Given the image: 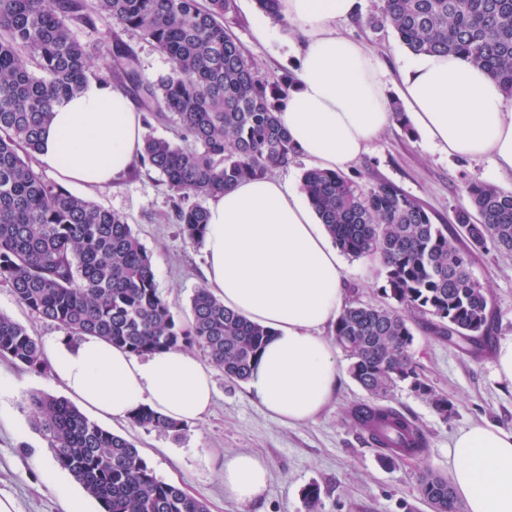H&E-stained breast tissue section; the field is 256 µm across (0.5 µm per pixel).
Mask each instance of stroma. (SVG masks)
Wrapping results in <instances>:
<instances>
[{
    "instance_id": "stroma-1",
    "label": "stroma",
    "mask_w": 512,
    "mask_h": 512,
    "mask_svg": "<svg viewBox=\"0 0 512 512\" xmlns=\"http://www.w3.org/2000/svg\"><path fill=\"white\" fill-rule=\"evenodd\" d=\"M382 5L383 0H360L357 13L338 22L337 27L374 52L384 93L391 99L397 95L400 71L410 53L391 27L367 25V18L379 13ZM261 18L255 0H235V9L224 24L263 74L295 72L300 64L296 44L285 40L281 23L272 20L267 22L269 38L258 40L252 23ZM74 34L95 55L103 46L122 42L137 55L148 77L169 70L165 54L151 42L120 28L79 26ZM348 176L364 189L382 180L396 184L418 199L438 224L453 223L456 210L467 206L465 186L471 178L512 191V176L498 175L491 158L467 160L446 155L396 124L353 163ZM70 191L126 217L152 255L160 292L170 302L176 319L187 321L191 298L205 284L206 258L201 244L184 238L177 224L167 221L177 195L162 176L142 169L102 190L88 191L74 185ZM343 264L345 302L387 305L380 261L347 258ZM472 272L491 295L494 338L512 336V257L487 247L476 257ZM0 313L25 325L41 342L61 334L54 324L19 304L3 281ZM414 334V362L435 391L448 395L455 413L441 419L428 399L414 392L409 383H399L388 404L417 423L428 445L420 456L401 459L392 466L382 462V449L369 443L353 423L351 411L366 401L367 395L347 374L348 362L343 357L338 363L344 373L335 393L306 423L287 424L272 418L256 403L246 384L229 381L216 368L212 371L215 397L211 409L201 419L185 424L180 437L138 428L128 421L104 419L100 425L133 441L159 478L179 484L204 500L209 512H307L303 492L313 483L322 491V512H432L419 491L420 472L448 473V442L460 429L491 423L512 430V384L497 379L493 350L473 356L430 335L422 326H415ZM0 381L17 389L8 400L10 422H0V498L12 502L13 512H66L65 497L48 477L52 452L32 429L30 414L22 403L23 395L29 392L64 396L63 387L53 374L32 373L2 358ZM23 442L29 445V453L20 452ZM241 451L261 455L270 470L263 499L250 507L224 499V457Z\"/></svg>"
}]
</instances>
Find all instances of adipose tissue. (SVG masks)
I'll list each match as a JSON object with an SVG mask.
<instances>
[{"label": "adipose tissue", "mask_w": 512, "mask_h": 512, "mask_svg": "<svg viewBox=\"0 0 512 512\" xmlns=\"http://www.w3.org/2000/svg\"><path fill=\"white\" fill-rule=\"evenodd\" d=\"M359 0H280L284 20L303 35L301 64L279 120L303 157L342 173L394 121L378 61L339 34ZM399 94L410 124L451 156L492 157L512 174V100L483 69L457 56L407 61ZM133 100L97 79L55 103L40 166L88 190L122 178L143 147ZM203 244L206 286L225 308L272 328L248 387L273 418L313 419L341 377L336 350L320 329L343 307L344 265L316 213L289 182L244 180L211 200ZM44 353L67 393L89 411L128 419L149 408L173 421L199 420L214 396L211 370L189 353L141 357L87 334L47 343ZM450 482L464 512H512V431L492 424L460 430L448 444ZM266 461L250 452L224 458L226 499L257 504Z\"/></svg>", "instance_id": "adipose-tissue-1"}]
</instances>
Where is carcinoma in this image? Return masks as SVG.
Returning <instances> with one entry per match:
<instances>
[{
  "instance_id": "cac0c4a2",
  "label": "carcinoma",
  "mask_w": 512,
  "mask_h": 512,
  "mask_svg": "<svg viewBox=\"0 0 512 512\" xmlns=\"http://www.w3.org/2000/svg\"><path fill=\"white\" fill-rule=\"evenodd\" d=\"M234 0H0V277L21 305L74 339L95 334L136 354L202 349L233 382L248 380L271 330L224 307L208 289L191 299L192 317L175 319L157 288L153 261L126 219L44 178L32 164L55 102L75 94L88 75L119 86L144 112L145 125L171 113L180 142L145 136L136 163L158 172L179 195L167 220L201 243L207 211L200 200L244 178L286 169L298 149L278 111L295 76L262 75L224 18ZM107 20L163 52L169 72L142 73L137 56L115 43L94 67L72 27ZM376 27L389 25L415 56H463L489 71L512 98V0H384ZM302 187L336 247L353 259H377L384 293L395 307L353 303L335 322L336 345L369 402L351 416L382 461L417 457L424 432L382 405L401 381L427 397L440 418L454 405L416 371L411 322L427 319L434 336L474 354L489 344L491 300L472 273L487 243L512 254V191L475 178L469 206L455 224L393 183L367 190L347 176L306 170ZM0 357L35 373L47 370L41 342L0 313ZM24 403L33 429L101 512H208L205 501L159 478L136 445L89 420L70 401L31 392ZM146 430L176 435L180 423L149 408L131 417ZM420 492L434 512H459L448 478L428 472Z\"/></svg>"
}]
</instances>
